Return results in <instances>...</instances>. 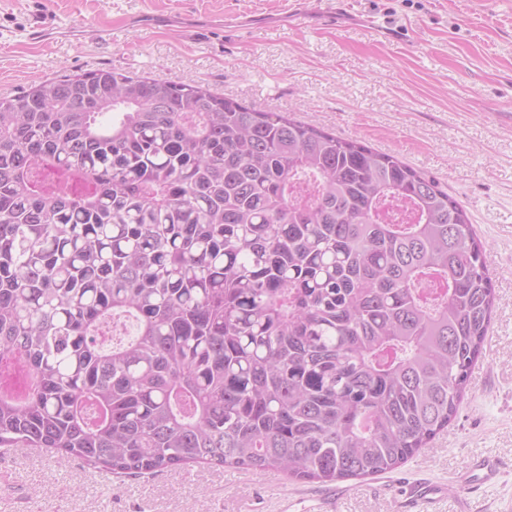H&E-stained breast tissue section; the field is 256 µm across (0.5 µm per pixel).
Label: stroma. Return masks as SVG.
Listing matches in <instances>:
<instances>
[{
	"label": "stroma",
	"instance_id": "35a3bbf8",
	"mask_svg": "<svg viewBox=\"0 0 512 512\" xmlns=\"http://www.w3.org/2000/svg\"><path fill=\"white\" fill-rule=\"evenodd\" d=\"M0 0V98L108 69L193 80L366 143L435 180L485 244L498 300L486 354L448 430L394 471L326 486L207 465L124 479L81 460L0 454V512H401V488L453 485L478 452L504 464L472 493L512 512V0Z\"/></svg>",
	"mask_w": 512,
	"mask_h": 512
}]
</instances>
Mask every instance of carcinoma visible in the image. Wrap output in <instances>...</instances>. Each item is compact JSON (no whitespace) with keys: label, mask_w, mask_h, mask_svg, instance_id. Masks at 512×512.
<instances>
[{"label":"carcinoma","mask_w":512,"mask_h":512,"mask_svg":"<svg viewBox=\"0 0 512 512\" xmlns=\"http://www.w3.org/2000/svg\"><path fill=\"white\" fill-rule=\"evenodd\" d=\"M496 299L463 207L358 140L112 70L0 98L1 448L384 474L448 429Z\"/></svg>","instance_id":"cac0c4a2"}]
</instances>
